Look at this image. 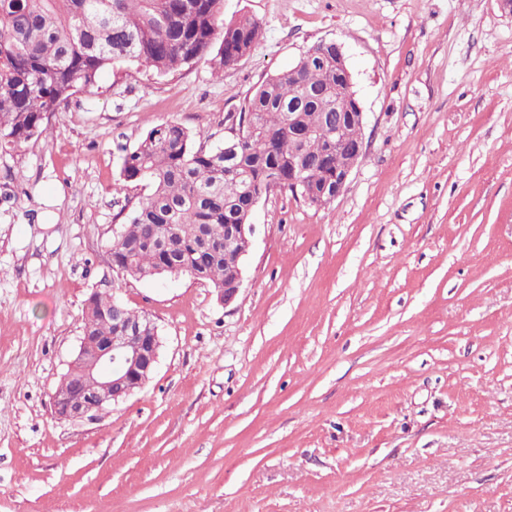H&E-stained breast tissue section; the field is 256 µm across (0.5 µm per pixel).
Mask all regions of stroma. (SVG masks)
Returning a JSON list of instances; mask_svg holds the SVG:
<instances>
[{
	"mask_svg": "<svg viewBox=\"0 0 512 512\" xmlns=\"http://www.w3.org/2000/svg\"><path fill=\"white\" fill-rule=\"evenodd\" d=\"M234 68H105L42 137L0 145V512H512V15L498 0H224ZM341 44L365 112L344 191L260 198L243 286L120 282L163 337L147 384L56 419L112 227L149 192L126 149L224 140L266 77Z\"/></svg>",
	"mask_w": 512,
	"mask_h": 512,
	"instance_id": "obj_1",
	"label": "stroma"
}]
</instances>
